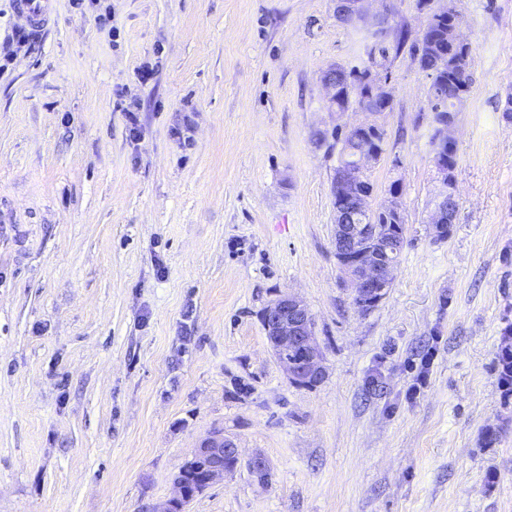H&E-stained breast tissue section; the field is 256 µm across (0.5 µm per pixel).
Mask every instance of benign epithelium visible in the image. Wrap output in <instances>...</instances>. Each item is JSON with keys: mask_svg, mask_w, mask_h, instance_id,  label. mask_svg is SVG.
Here are the masks:
<instances>
[{"mask_svg": "<svg viewBox=\"0 0 512 512\" xmlns=\"http://www.w3.org/2000/svg\"><path fill=\"white\" fill-rule=\"evenodd\" d=\"M366 3L367 0H336V16L347 24L366 22L376 30L377 22L368 20ZM435 15L450 18L452 32H457L459 11L455 0H441ZM371 100L372 105H363L359 111L373 116L386 111L393 103L390 76L382 70L372 75ZM378 156L379 150L375 146L362 145L352 161L341 166L332 186L336 210V259L355 288L354 298L374 303L383 299L385 284L394 278L396 263L391 260L394 232L406 230L398 189L380 209L388 221L386 235H380L374 225L363 220L373 212L369 205L371 193L362 187L365 164ZM434 163L443 186L429 218L435 228L455 223L448 200L456 198V192L455 183L448 182V159L441 157L438 151ZM261 317L267 341L289 381L302 387L320 383L325 374L324 358L314 334L313 315L306 303L296 296L286 295L269 303ZM192 459L203 462L205 483L211 485L231 471L226 461L231 460L237 465L242 454L234 439L225 436L224 430L215 429L193 449ZM173 483L176 496L156 512H185L192 501L182 476H175Z\"/></svg>", "mask_w": 512, "mask_h": 512, "instance_id": "obj_1", "label": "benign epithelium"}]
</instances>
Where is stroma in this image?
<instances>
[{"label":"stroma","instance_id":"35a3bbf8","mask_svg":"<svg viewBox=\"0 0 512 512\" xmlns=\"http://www.w3.org/2000/svg\"><path fill=\"white\" fill-rule=\"evenodd\" d=\"M55 0L0 73V512H155L215 429L245 464L188 512H512V0H458L470 92L450 236L431 80L410 50L374 117L373 205L402 187L391 288L353 303L332 183L363 113L327 67L367 61L336 0ZM418 37L429 7L372 0ZM308 305L326 375L289 382L261 313ZM424 385H417L418 375Z\"/></svg>","mask_w":512,"mask_h":512}]
</instances>
